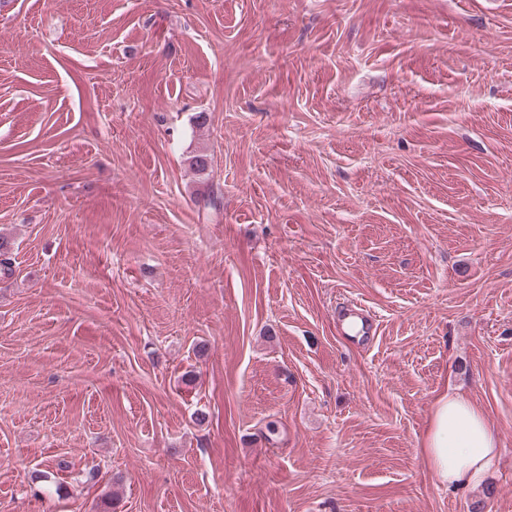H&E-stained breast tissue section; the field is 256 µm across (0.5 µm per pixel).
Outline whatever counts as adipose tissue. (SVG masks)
<instances>
[{
	"mask_svg": "<svg viewBox=\"0 0 512 512\" xmlns=\"http://www.w3.org/2000/svg\"><path fill=\"white\" fill-rule=\"evenodd\" d=\"M498 445L478 406L452 391L437 396L421 452L439 485L459 488L481 483L498 459Z\"/></svg>",
	"mask_w": 512,
	"mask_h": 512,
	"instance_id": "obj_1",
	"label": "adipose tissue"
}]
</instances>
